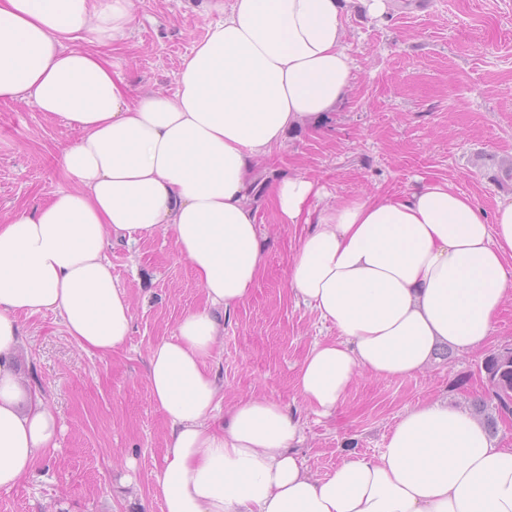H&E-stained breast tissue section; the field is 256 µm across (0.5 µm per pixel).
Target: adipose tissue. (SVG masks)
I'll list each match as a JSON object with an SVG mask.
<instances>
[{"instance_id": "obj_1", "label": "adipose tissue", "mask_w": 512, "mask_h": 512, "mask_svg": "<svg viewBox=\"0 0 512 512\" xmlns=\"http://www.w3.org/2000/svg\"><path fill=\"white\" fill-rule=\"evenodd\" d=\"M205 39L174 94L133 93L103 56L137 24L135 0H0V101L79 131L63 150L73 186L0 222V490L56 448L55 414L22 385L18 314L56 313L85 351L106 356L131 328L105 254L172 229L204 293L151 351L147 381L170 422L153 472L163 512H512V448L467 408L406 410L378 456L351 454L323 479L292 450L303 423L277 401L239 399L217 427L222 387L207 366L222 316L264 267L250 200L255 161L348 94L344 0H208ZM87 38L88 47H73ZM302 176L273 185L286 224L308 231L288 293L337 335L316 341L298 390L332 414L356 373L425 370L439 347L484 345L512 290V200L492 217L445 181L403 197L368 195L313 211Z\"/></svg>"}]
</instances>
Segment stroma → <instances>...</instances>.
Here are the masks:
<instances>
[{
  "label": "stroma",
  "mask_w": 512,
  "mask_h": 512,
  "mask_svg": "<svg viewBox=\"0 0 512 512\" xmlns=\"http://www.w3.org/2000/svg\"><path fill=\"white\" fill-rule=\"evenodd\" d=\"M206 3L137 0L138 24L108 60L133 87L174 93L183 59L211 22ZM344 48L354 62L346 101L322 126L289 131L260 176L314 180L324 189L318 208L339 197L401 196L424 180L448 181L488 215L512 198V182L494 179L499 160L512 159V0H389L381 19L353 5ZM79 137L23 103H0V219L69 187L56 157ZM253 204L265 266L246 302L225 315L208 360L224 407L254 396L298 411L306 425L298 454L322 478L348 453L378 455L407 409L434 400L466 407L483 395L477 351L437 358L411 376L357 377L333 415L308 409L296 374L328 329L288 295V266L307 229L281 222L270 191ZM107 255L131 303L123 348L90 354L55 314L19 318L21 380L45 399L61 432L55 451L0 491V512H162L152 473L170 423L149 389L148 357L205 295L171 230L112 243ZM464 375L467 385L457 387Z\"/></svg>",
  "instance_id": "obj_1"
}]
</instances>
